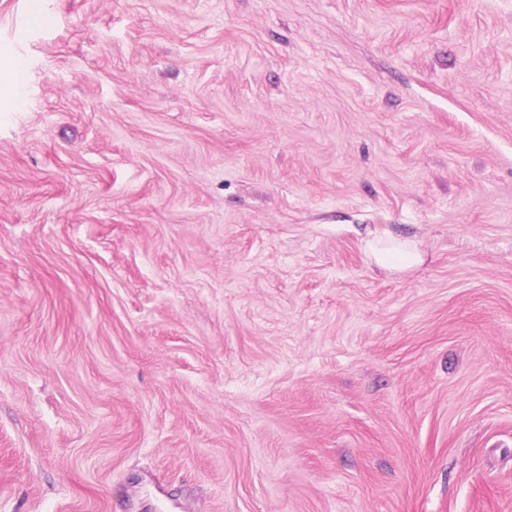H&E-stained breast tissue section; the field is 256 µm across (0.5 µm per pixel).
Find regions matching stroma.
<instances>
[{"label":"stroma","instance_id":"35a3bbf8","mask_svg":"<svg viewBox=\"0 0 512 512\" xmlns=\"http://www.w3.org/2000/svg\"><path fill=\"white\" fill-rule=\"evenodd\" d=\"M1 59L0 512H512V0H0ZM0 86L12 95L18 107L24 105V72L18 63L0 70ZM364 249L372 264L391 271L415 269L423 261L418 243L411 238L371 236Z\"/></svg>","mask_w":512,"mask_h":512}]
</instances>
